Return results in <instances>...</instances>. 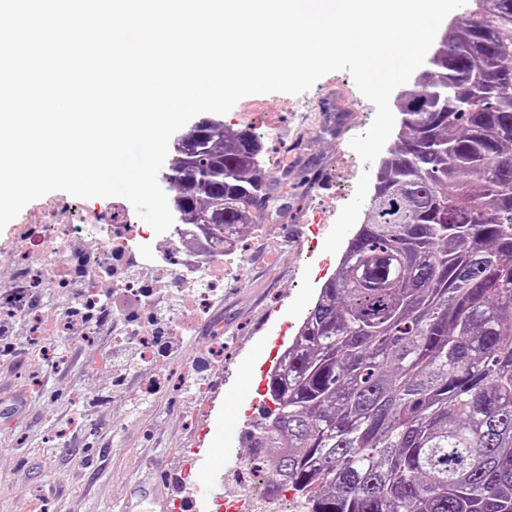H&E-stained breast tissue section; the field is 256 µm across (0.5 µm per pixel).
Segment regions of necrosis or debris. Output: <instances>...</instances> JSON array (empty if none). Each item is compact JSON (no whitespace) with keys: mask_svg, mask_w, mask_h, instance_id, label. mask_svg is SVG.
Instances as JSON below:
<instances>
[{"mask_svg":"<svg viewBox=\"0 0 512 512\" xmlns=\"http://www.w3.org/2000/svg\"><path fill=\"white\" fill-rule=\"evenodd\" d=\"M80 222L72 202L53 199L22 214L13 232L0 239V269L10 276L9 292L0 295L1 318L27 315L54 329L53 319L33 304L51 277L62 292L74 293V306L88 315L85 332H93V318L111 317L130 348L164 368V340L147 326L156 295L179 293L185 300L183 318L167 329L176 336L225 286L245 278L236 247L217 244L195 225L176 223L158 235L149 225L133 223L122 202L95 216L91 235H77ZM229 483L230 491L222 495L195 483L189 490L208 497L212 512H285L276 501L250 492L243 473L231 474Z\"/></svg>","mask_w":512,"mask_h":512,"instance_id":"4bbe7bcc","label":"necrosis or debris"}]
</instances>
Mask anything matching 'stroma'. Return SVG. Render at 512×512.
Masks as SVG:
<instances>
[{"label": "stroma", "instance_id": "1", "mask_svg": "<svg viewBox=\"0 0 512 512\" xmlns=\"http://www.w3.org/2000/svg\"><path fill=\"white\" fill-rule=\"evenodd\" d=\"M374 109L349 73L335 71L305 93L266 94L260 105L240 99L224 114L226 128L252 129L271 173L287 169L274 190L280 218L262 225V243H247L246 279L225 289L170 357L168 386L140 414V382L124 399L84 413V400L111 382L104 371L87 379L86 360L107 353L112 323L90 336L43 337L19 358L0 356V401L21 393L25 405L0 416V512H119L135 480L156 465L179 473L183 449L217 447L213 433L225 407L236 422L257 399V385L280 325H301L362 215L375 166L362 163L351 139L364 132ZM328 215L318 269L300 249L307 223ZM222 334L224 361L208 373V396L188 389L182 373Z\"/></svg>", "mask_w": 512, "mask_h": 512}]
</instances>
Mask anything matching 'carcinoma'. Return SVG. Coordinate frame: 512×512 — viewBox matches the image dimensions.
<instances>
[{
    "instance_id": "cac0c4a2",
    "label": "carcinoma",
    "mask_w": 512,
    "mask_h": 512,
    "mask_svg": "<svg viewBox=\"0 0 512 512\" xmlns=\"http://www.w3.org/2000/svg\"><path fill=\"white\" fill-rule=\"evenodd\" d=\"M423 80L333 277L269 376L273 496L306 512H512V0H474ZM161 179L224 243L280 215L251 132L173 142Z\"/></svg>"
}]
</instances>
